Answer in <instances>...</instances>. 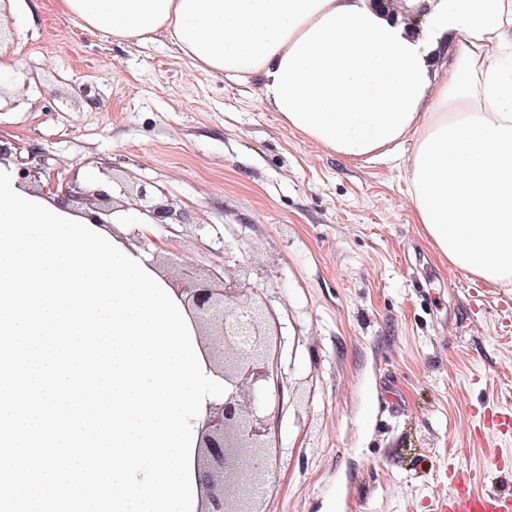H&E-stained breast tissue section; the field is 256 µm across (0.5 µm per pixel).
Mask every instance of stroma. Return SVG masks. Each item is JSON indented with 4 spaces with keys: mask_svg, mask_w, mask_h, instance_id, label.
<instances>
[{
    "mask_svg": "<svg viewBox=\"0 0 512 512\" xmlns=\"http://www.w3.org/2000/svg\"><path fill=\"white\" fill-rule=\"evenodd\" d=\"M0 27V143L58 182L109 184L113 210L171 206L179 223L129 237L171 277L244 268L271 309L264 512H432L444 472L512 455L471 413L512 407V288L449 267L403 161L311 143L260 84L196 68L163 34L117 42L57 0H9Z\"/></svg>",
    "mask_w": 512,
    "mask_h": 512,
    "instance_id": "35a3bbf8",
    "label": "stroma"
}]
</instances>
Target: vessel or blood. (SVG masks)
I'll return each mask as SVG.
<instances>
[{"mask_svg": "<svg viewBox=\"0 0 512 512\" xmlns=\"http://www.w3.org/2000/svg\"><path fill=\"white\" fill-rule=\"evenodd\" d=\"M488 465L459 471L452 492L435 502L436 512H512V489L488 483L487 469L504 470L506 456L500 450L488 452Z\"/></svg>", "mask_w": 512, "mask_h": 512, "instance_id": "vessel-or-blood-1", "label": "vessel or blood"}]
</instances>
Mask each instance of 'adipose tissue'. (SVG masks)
I'll use <instances>...</instances> for the list:
<instances>
[{"instance_id": "ef3b65f1", "label": "adipose tissue", "mask_w": 512, "mask_h": 512, "mask_svg": "<svg viewBox=\"0 0 512 512\" xmlns=\"http://www.w3.org/2000/svg\"><path fill=\"white\" fill-rule=\"evenodd\" d=\"M58 5L116 41L164 34L201 69L263 78L288 127L349 162L405 159V196L439 254L512 286V0Z\"/></svg>"}]
</instances>
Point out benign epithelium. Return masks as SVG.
Returning <instances> with one entry per match:
<instances>
[{"label":"benign epithelium","instance_id":"obj_1","mask_svg":"<svg viewBox=\"0 0 512 512\" xmlns=\"http://www.w3.org/2000/svg\"><path fill=\"white\" fill-rule=\"evenodd\" d=\"M36 155L21 159L18 175L25 183L37 177ZM97 201L109 194L99 189ZM80 186L62 185L60 201L86 200ZM177 288L194 322L210 337L215 372L224 377V403L214 408L202 428L200 454L208 501L206 512H262L255 491L264 483L269 429L263 411L269 406L271 324L267 305L247 279L219 273L209 278L184 266Z\"/></svg>","mask_w":512,"mask_h":512}]
</instances>
